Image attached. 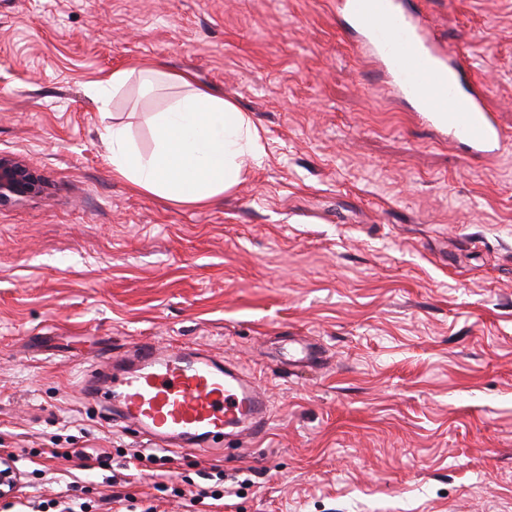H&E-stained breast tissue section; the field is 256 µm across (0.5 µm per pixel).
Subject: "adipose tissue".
I'll return each mask as SVG.
<instances>
[{"instance_id":"ef3b65f1","label":"adipose tissue","mask_w":512,"mask_h":512,"mask_svg":"<svg viewBox=\"0 0 512 512\" xmlns=\"http://www.w3.org/2000/svg\"><path fill=\"white\" fill-rule=\"evenodd\" d=\"M182 93L154 113V149L141 155L122 125L105 127L114 172L136 189L186 205H201L235 186L265 154L251 117L196 86L192 75H169Z\"/></svg>"}]
</instances>
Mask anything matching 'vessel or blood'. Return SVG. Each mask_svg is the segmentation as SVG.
<instances>
[{
	"label": "vessel or blood",
	"mask_w": 512,
	"mask_h": 512,
	"mask_svg": "<svg viewBox=\"0 0 512 512\" xmlns=\"http://www.w3.org/2000/svg\"><path fill=\"white\" fill-rule=\"evenodd\" d=\"M396 0H337L353 17L362 45L384 67L391 92L414 106L444 141L494 159L512 135L500 126L488 88L455 52L441 50L426 21L398 11ZM88 401L160 449L200 452L217 440H249L268 423L260 384L230 362L201 350L172 351L150 341L133 344L105 366L84 374Z\"/></svg>",
	"instance_id": "obj_1"
}]
</instances>
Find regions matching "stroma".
<instances>
[{
	"label": "stroma",
	"instance_id": "35a3bbf8",
	"mask_svg": "<svg viewBox=\"0 0 512 512\" xmlns=\"http://www.w3.org/2000/svg\"><path fill=\"white\" fill-rule=\"evenodd\" d=\"M512 132V0H403ZM336 0H0V154L42 192L0 205V512H512V146L481 160L386 91ZM188 71L257 126L261 163L199 206L132 188L102 138ZM310 339L323 368L281 349ZM211 350L270 404L248 447L165 465L79 382L141 341ZM60 455L45 460L42 451ZM85 448L101 454L89 465ZM223 484L213 504L190 487Z\"/></svg>",
	"mask_w": 512,
	"mask_h": 512
}]
</instances>
